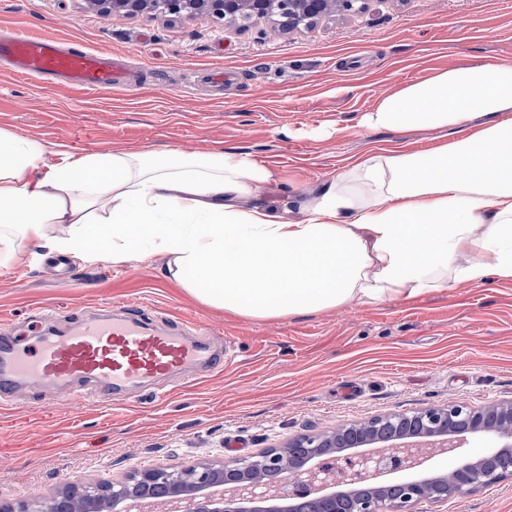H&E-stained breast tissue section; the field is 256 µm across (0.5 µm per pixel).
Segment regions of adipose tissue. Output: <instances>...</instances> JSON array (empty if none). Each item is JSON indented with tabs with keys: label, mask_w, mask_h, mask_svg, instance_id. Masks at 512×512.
I'll list each match as a JSON object with an SVG mask.
<instances>
[{
	"label": "adipose tissue",
	"mask_w": 512,
	"mask_h": 512,
	"mask_svg": "<svg viewBox=\"0 0 512 512\" xmlns=\"http://www.w3.org/2000/svg\"><path fill=\"white\" fill-rule=\"evenodd\" d=\"M405 119L454 135L364 156L311 190L297 218L260 195L274 176L247 153L113 150L48 165L41 142L0 128V267L26 243L88 264L162 255L197 300L257 320L512 279V65L434 70L379 94L367 123Z\"/></svg>",
	"instance_id": "1"
}]
</instances>
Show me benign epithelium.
Instances as JSON below:
<instances>
[{"instance_id":"benign-epithelium-1","label":"benign epithelium","mask_w":512,"mask_h":512,"mask_svg":"<svg viewBox=\"0 0 512 512\" xmlns=\"http://www.w3.org/2000/svg\"><path fill=\"white\" fill-rule=\"evenodd\" d=\"M364 0H85L107 14L205 16L224 25L275 20L284 30L322 17L360 9ZM487 435L497 450L470 457L455 470L419 477L424 465L453 454L470 435ZM309 449L307 463H289L288 448ZM512 456V400L476 408L467 403L429 407L412 415L389 414L324 434L302 435L254 459L229 458L181 469H145L120 482L91 484L75 512H130L149 504L157 480L172 485V512H302L299 500L313 496L310 512H417L422 503L446 504L512 473L497 472L500 456Z\"/></svg>"}]
</instances>
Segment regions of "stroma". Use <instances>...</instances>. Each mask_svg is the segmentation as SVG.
Returning <instances> with one entry per match:
<instances>
[{
  "instance_id": "35a3bbf8",
  "label": "stroma",
  "mask_w": 512,
  "mask_h": 512,
  "mask_svg": "<svg viewBox=\"0 0 512 512\" xmlns=\"http://www.w3.org/2000/svg\"><path fill=\"white\" fill-rule=\"evenodd\" d=\"M58 38L128 58L142 83L93 94L0 69V127L60 153L182 145L250 153L274 175L264 192L298 209L370 152L422 151L446 130L371 129L381 88L479 58L512 65V0H366L362 11L282 29L221 27L204 16H124L84 0H0V35ZM228 71L231 82H210ZM21 246L0 267V337L35 350L47 333L120 303L158 323H192L227 352L192 371L115 395L93 382L18 385L0 393V500H39L64 484L122 479L154 467L251 458L288 439L388 413L451 402L512 400V280L407 301L258 321L201 303L135 263L64 268ZM423 512H512V478Z\"/></svg>"
}]
</instances>
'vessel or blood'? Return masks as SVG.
<instances>
[{"label": "vessel or blood", "mask_w": 512, "mask_h": 512, "mask_svg": "<svg viewBox=\"0 0 512 512\" xmlns=\"http://www.w3.org/2000/svg\"><path fill=\"white\" fill-rule=\"evenodd\" d=\"M0 61L31 79L53 78L63 86L94 92L128 85L124 58L108 52L68 50L61 42L35 34L0 38ZM210 349L188 326L149 324L127 306L100 308L67 334L44 337L36 353L16 344L0 347V392L17 382L70 384L95 380L118 392L156 376L213 366Z\"/></svg>", "instance_id": "vessel-or-blood-1"}]
</instances>
